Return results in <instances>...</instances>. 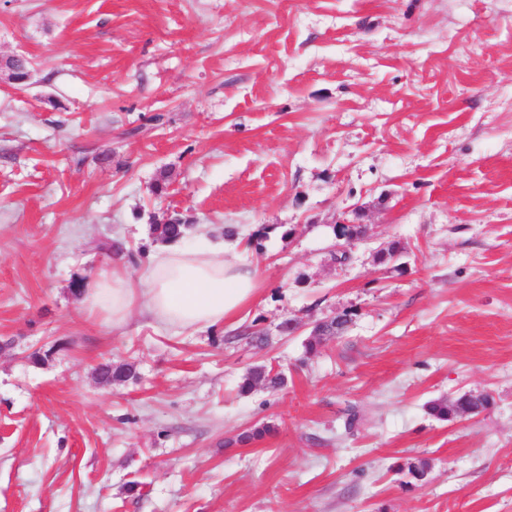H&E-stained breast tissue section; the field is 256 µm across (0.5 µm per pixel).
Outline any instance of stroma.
<instances>
[{"label": "stroma", "mask_w": 512, "mask_h": 512, "mask_svg": "<svg viewBox=\"0 0 512 512\" xmlns=\"http://www.w3.org/2000/svg\"><path fill=\"white\" fill-rule=\"evenodd\" d=\"M14 54L0 512H512V0H0ZM173 213L189 244L261 235L238 322L80 314L100 244L138 273ZM352 218L372 237L339 264ZM342 311L312 352L278 329ZM257 365L284 386L240 394ZM465 394L487 407L427 411ZM336 225V230L333 228L334 233L336 231V239L338 241H343V243L335 244L334 251H345L347 253V251L351 249V246L354 243V241L359 240L358 235L355 233V226H357L358 224H356L355 222H350L348 220H343L339 223H336ZM346 253L340 254L339 258L341 263L348 261V256ZM112 365V368H111ZM97 373L107 380V383L121 384L136 378V371L131 364L125 363L122 365L114 366L111 363L101 365Z\"/></svg>", "instance_id": "obj_1"}]
</instances>
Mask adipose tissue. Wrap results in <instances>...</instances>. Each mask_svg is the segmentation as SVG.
<instances>
[{
	"label": "adipose tissue",
	"instance_id": "1",
	"mask_svg": "<svg viewBox=\"0 0 512 512\" xmlns=\"http://www.w3.org/2000/svg\"><path fill=\"white\" fill-rule=\"evenodd\" d=\"M257 270L223 240L187 248L169 243L138 274L120 261L99 271L80 292V307L112 326L140 314L159 327L182 331L220 328L250 305L258 292Z\"/></svg>",
	"mask_w": 512,
	"mask_h": 512
}]
</instances>
